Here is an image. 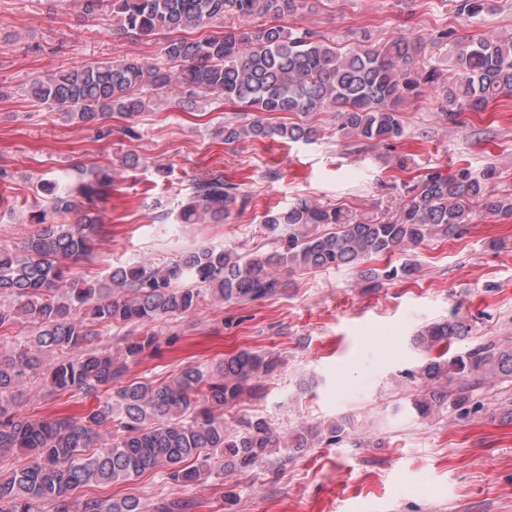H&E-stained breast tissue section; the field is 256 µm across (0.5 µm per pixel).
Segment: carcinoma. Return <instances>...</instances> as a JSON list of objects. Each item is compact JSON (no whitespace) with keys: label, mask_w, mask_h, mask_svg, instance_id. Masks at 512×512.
I'll list each match as a JSON object with an SVG mask.
<instances>
[{"label":"carcinoma","mask_w":512,"mask_h":512,"mask_svg":"<svg viewBox=\"0 0 512 512\" xmlns=\"http://www.w3.org/2000/svg\"><path fill=\"white\" fill-rule=\"evenodd\" d=\"M83 13L112 12L113 32L123 38L164 36L163 61L148 64L126 56L94 61L36 77L26 96L72 124L98 126L114 116L126 120L124 134L138 137L136 119L167 104L177 88L186 103L201 98L238 104L254 112L290 113L304 118L331 109L336 132L360 142L389 143L404 136L399 105L408 95L433 85L439 111L456 122L460 113L479 110L512 93V37L460 40L440 29L371 44L363 31L344 49L318 31L293 28L285 20L309 8V0H81ZM457 14L475 19L494 10V0H455ZM217 27L204 37L191 33ZM450 46L446 69L416 67L428 45ZM217 134L224 142L276 136L290 142L317 138L318 129L301 123L270 125L260 118L227 121ZM496 174L459 167L425 174L408 199L387 219L369 218L343 206L300 198L264 216L266 230L281 247L243 257L199 246L164 266L112 267L102 279L67 281L68 263L89 260L105 224L97 210L112 188L106 167L78 168L62 180H43L42 209L31 215L33 234L21 246L0 250V329L30 325L35 335L19 341L0 334V458L16 451L27 462L0 474V512H143L135 495L74 500L88 485L135 480L148 471L172 486L192 490L219 470L257 473L274 465L272 455L302 453L333 445L346 424L303 427L283 439L264 417L224 421V411L259 394L262 378L280 366L277 359L240 350L208 364L187 363L169 380L122 381L127 362L157 348L144 328L192 312L207 291L224 301H256L282 288L283 269L358 266L374 257L423 242L450 237L468 223L474 207L492 215H512V196L487 190ZM238 202V187L224 174L197 180L181 203L183 224L226 220ZM331 225L329 232L313 227ZM129 326L122 337L124 361L97 347L101 329ZM471 325L452 317L432 323L413 337L427 352L469 336ZM53 356L47 380L56 396L70 393L105 397L79 416L23 417L16 411L19 386ZM425 393L412 409L432 420L444 410L470 413L472 388L489 377L512 378V346L488 344L441 352L418 368ZM200 501L186 493L164 496L155 512H194Z\"/></svg>","instance_id":"obj_1"}]
</instances>
